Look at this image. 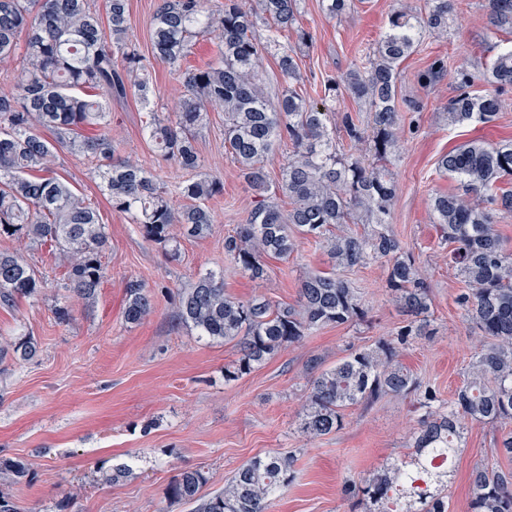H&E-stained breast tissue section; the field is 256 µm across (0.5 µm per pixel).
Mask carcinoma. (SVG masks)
Instances as JSON below:
<instances>
[{
    "label": "carcinoma",
    "mask_w": 512,
    "mask_h": 512,
    "mask_svg": "<svg viewBox=\"0 0 512 512\" xmlns=\"http://www.w3.org/2000/svg\"><path fill=\"white\" fill-rule=\"evenodd\" d=\"M300 0H224L215 11L204 0H158L151 22L152 56L181 68L198 37L214 40L218 53L202 68L181 72L183 94L176 112L146 113L143 129L165 159L196 172L170 187L150 169L115 156L107 128L111 104L132 91L150 107L152 76L128 37L129 0H107L106 18L91 0H0V60L19 57V77L0 91V237L50 243L64 262L65 287L75 300H91L105 276L101 254L106 225L96 207L55 175L58 149L86 157L112 209L128 216L142 236L174 257L171 227L188 237L209 234L214 217L207 202L224 193L221 178L200 171L197 131L212 112L224 113V148L257 200L244 223L224 238V252L253 281H263L265 259L288 258L301 236L325 248L330 272H311L300 282L295 304L258 295L247 300L224 291V276L207 272L182 289L177 318L198 335L236 342L239 357L224 367L235 381L281 350L329 325L365 319L357 289L338 271L379 261L387 287L407 323L373 345L350 350L335 365L313 366L310 389L299 413V431L311 441L343 426L345 409L385 396L417 397L424 414L402 458L386 460L367 475L346 481L354 512H448V482L465 448L470 423H499L504 432L496 455L512 458V253L504 250L492 213H512V140L488 145L469 140L443 154L438 166L461 185L460 193L431 199L434 223L448 243V260L467 283L456 302L464 318L490 343L470 362L454 398L420 382L403 365L411 342L432 335L429 288L414 257L389 228L398 185L386 168L399 136V66L425 31L448 35L451 0H428L417 13L394 8L388 30L365 62L353 64L342 80L356 103L370 112L371 134L357 114L341 116L351 150L336 148L328 109L299 94V54L310 33L297 30L285 45L280 32L297 22ZM487 23L512 34V0H485ZM23 52H18L19 42ZM276 59L284 86L272 95L261 71ZM459 93L448 102L453 125L489 123L505 107L499 91L512 87V48L500 53L482 79L496 93L470 91L474 76L455 71ZM50 132L55 143L44 138ZM293 153L280 170L278 191L288 210L268 196L266 168L278 142ZM183 201L177 207L173 199ZM361 224L363 232H353ZM45 276L20 252L0 251V305L44 287ZM124 319L138 324L152 312L145 287L131 281ZM29 339L0 346V360L36 354ZM27 475L20 460L0 461V512H16L8 489ZM296 479L295 460L279 452L255 456L239 466L224 490L199 495L206 477L183 469L172 481V498L193 512H267L269 502ZM469 512H512V469L478 466L472 473Z\"/></svg>",
    "instance_id": "obj_1"
}]
</instances>
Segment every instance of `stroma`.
Returning a JSON list of instances; mask_svg holds the SVG:
<instances>
[{
  "instance_id": "obj_1",
  "label": "stroma",
  "mask_w": 512,
  "mask_h": 512,
  "mask_svg": "<svg viewBox=\"0 0 512 512\" xmlns=\"http://www.w3.org/2000/svg\"><path fill=\"white\" fill-rule=\"evenodd\" d=\"M453 4L447 37L424 35L400 66L401 137L387 162L399 186L391 228L425 270L431 291L433 334L410 344L402 362L445 401L463 383L479 331L462 317L456 298L465 284L449 266L431 219V197L459 189L439 170L438 160L473 138L512 140V88L502 90L507 106L492 122L455 126L447 120L448 102L457 93L456 68L483 73L500 50L512 46V34L487 35L483 0ZM396 5L397 0H357L349 13L333 18L321 0H301L299 24L312 41L300 57L297 90L321 99L323 81L341 79L370 52ZM437 60L447 71L432 80L428 72ZM143 113L132 94L113 104L109 130L117 156L139 161L167 184L186 179L185 170L154 152L142 130ZM198 150L204 172L223 178L224 194L209 203L211 234L178 237L174 259L113 211L87 159L59 152L56 174L95 203L108 226L106 277L93 300L73 301L61 288L65 269L54 247L0 238V251L23 252L47 276L46 288L35 296L0 306V343L27 336L37 346L31 359L0 363V459L23 461L29 470L10 489L18 512H191L168 493L180 470H201L207 478L201 493L207 496L221 490L243 462L268 452L293 456L297 472L268 512H351L344 482L406 452L418 415L403 398L350 407L341 430L312 442L298 431L309 360L334 365L349 348L372 345L405 323L381 263L371 261L348 274L361 292L366 322L322 328L236 381L224 379L225 364L237 357L234 344L202 339L176 318L181 288L207 272L223 275L224 289L234 297L263 295L291 304L304 272L329 268L323 250L301 238L288 259H268L264 281L236 270L224 253V238L244 221L254 194L226 156L223 114L212 113L198 135ZM132 280L145 285L154 306L137 325L123 317ZM61 306L72 309L64 323L55 316ZM501 433L497 423L468 426L467 446L448 485L449 512H467L475 466H506L494 452ZM119 463L129 464L130 476L117 484L104 481V473Z\"/></svg>"
}]
</instances>
